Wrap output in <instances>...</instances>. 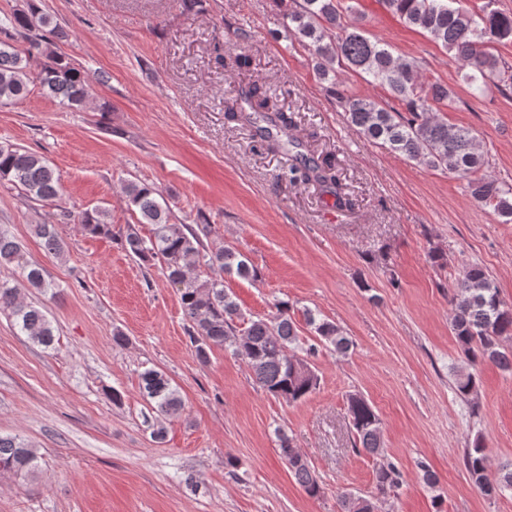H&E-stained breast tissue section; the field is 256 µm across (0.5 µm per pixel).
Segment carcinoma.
<instances>
[{
    "label": "carcinoma",
    "mask_w": 512,
    "mask_h": 512,
    "mask_svg": "<svg viewBox=\"0 0 512 512\" xmlns=\"http://www.w3.org/2000/svg\"><path fill=\"white\" fill-rule=\"evenodd\" d=\"M288 12L293 35L311 53L313 68L322 79L346 68L364 74L406 106L403 114L384 107L371 97L347 96L336 91L345 108L348 123L365 139L419 164L444 168L466 182L471 199L491 208L512 221V187L504 188L494 177L482 172L484 152L479 134L472 128L450 125L432 117L442 107L454 103L448 87L419 79L416 65L393 55L391 48L364 33L353 21L354 7L343 0H292ZM405 25L427 33L443 48L449 59L465 71L464 79L477 94L488 83H512V69L494 53V45L512 39V14L494 7L486 0L477 11L465 0H379ZM50 17L34 5L18 9L5 18L11 28L9 40H0V104L22 95L29 84L38 83L47 95L71 109H82L92 98V85L84 73L54 49V42L37 33L50 27ZM35 56L47 59L37 73L30 70ZM230 118L246 123H260L256 134L267 148L276 151L290 145L299 146L292 130L290 114L271 100L266 87L253 83L241 86L236 99L227 105ZM289 181L315 184L335 189L341 207L349 200L341 191L333 155L313 157L295 155L288 168ZM0 181L19 188L26 197L52 201L60 196L61 174L45 157L0 145ZM124 192L143 223L152 225V236L145 240L130 228L120 237L121 245L144 262L161 265L167 278L178 284V294L185 320L189 324L195 355L202 364L209 362L212 347H224L244 363L261 389L290 403L305 400L320 386V377L310 368L299 371L308 362L299 352L310 355L315 345L305 348L288 302L275 305V313L253 319L244 314L224 288L225 273L255 279L253 268L243 253L225 246L211 254L190 224L173 221L167 205L158 201L156 188L130 181ZM78 224L92 236L116 238L107 214L101 209L85 211ZM34 233L45 249L54 254L64 252V242L55 224H36ZM15 265L25 274L29 287L39 291L49 287L39 267L29 263L20 243L0 227V266ZM213 275L200 278V268ZM453 296L452 333L467 362L468 370L455 380L456 394L469 402L478 396L480 384L476 368L486 362L512 369V351L503 341L512 338V306L500 299L497 285L479 265L466 266L459 275ZM0 312L13 318L19 330L32 341L49 347L53 328L39 308L19 301L17 289L0 281ZM305 321L319 342L345 354L352 342L335 323L305 312ZM143 396L160 419L179 416L183 402L170 380L162 372L147 368L140 374ZM354 446L369 455H383L381 421L374 408L358 394L347 399ZM279 454L296 482L311 497L321 491L315 471L294 448L291 439L278 432ZM464 465L471 484L487 497L512 490V470L492 473L487 448L481 439L464 451ZM38 467L36 450L12 435L0 434V475L25 477ZM378 495L371 498L341 494V512H381L380 497L399 487L401 472L394 464L382 463L375 470Z\"/></svg>",
    "instance_id": "1"
}]
</instances>
